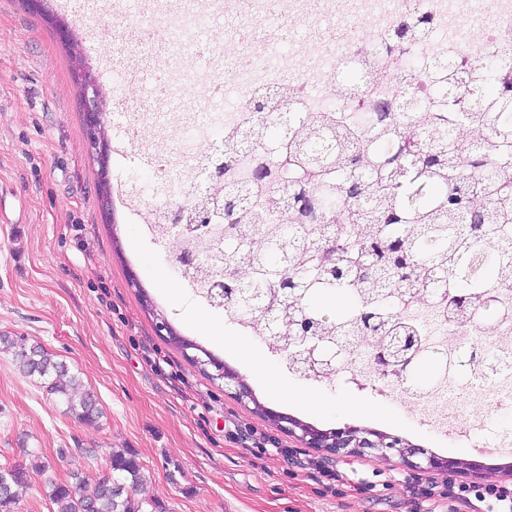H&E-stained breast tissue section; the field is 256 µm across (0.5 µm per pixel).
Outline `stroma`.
<instances>
[{
  "instance_id": "stroma-1",
  "label": "stroma",
  "mask_w": 512,
  "mask_h": 512,
  "mask_svg": "<svg viewBox=\"0 0 512 512\" xmlns=\"http://www.w3.org/2000/svg\"><path fill=\"white\" fill-rule=\"evenodd\" d=\"M78 28L77 39L107 35L121 41L141 25L137 0L116 11L113 0H48ZM215 24L225 44L250 36L274 43L278 60L297 44L315 48L330 38L327 24L296 21L268 38L267 21L224 16ZM76 67L58 35L23 0H0V334L24 336L64 361L102 412L92 426L67 413L59 397L23 376L0 352V468L36 461L31 487L15 512H53L49 482L79 470L108 473L112 449L136 455L149 480L142 489L165 512H473L459 487L508 485L502 465L512 452V408L470 406L481 431L438 435L419 416L360 390L343 378L303 377L283 356L251 338L248 357L221 345L185 313L194 307L233 336L237 325L182 286L174 242L159 243L129 212L115 209L104 224L97 166L86 146ZM174 94L157 126L176 135L173 119L206 105L173 75ZM111 187L139 193L151 204L153 176L138 161L109 163ZM180 288L173 301L155 269ZM241 375L260 403L327 430L354 425L396 434L438 455L493 467L489 477L416 474L398 457L336 458L303 447L240 403L214 379L213 366L194 364L156 330L157 316ZM308 393L300 406L276 400L271 382ZM354 405L343 416V402Z\"/></svg>"
}]
</instances>
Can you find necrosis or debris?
Returning <instances> with one entry per match:
<instances>
[{
    "label": "necrosis or debris",
    "mask_w": 512,
    "mask_h": 512,
    "mask_svg": "<svg viewBox=\"0 0 512 512\" xmlns=\"http://www.w3.org/2000/svg\"><path fill=\"white\" fill-rule=\"evenodd\" d=\"M144 11L165 14L176 11L180 24L194 28L204 13L219 9L227 15L247 11L253 17L278 13L293 18L335 17L337 12L371 17L369 27L346 29L339 41L328 43L309 55L303 64H272L261 48L241 42L230 52L213 50L207 66L189 78L190 84H203L210 97L230 92L234 104L221 112H196L184 123V134L177 145L165 148L144 140L143 132L155 123V114L142 111L125 96H114L113 108L128 113V120L115 135L112 149L117 159L137 158L149 165L155 179V203L136 210L140 223L154 225L158 214L166 207L168 197L178 188L197 184L204 154L212 152L216 140L211 139L212 126L233 128L246 116V108L260 89L289 86L294 90L296 106L320 109L326 102L324 93L329 82L337 80L344 64L357 61L372 47L382 46L396 17L413 12L427 15L431 29L426 39L407 46L406 54L415 62L420 74L439 61L453 58L461 62L473 60L478 46L496 41L512 40V0H390L381 7L379 0H322L320 13H313L310 0H144ZM471 18L468 39H460L455 30L459 15ZM154 33L160 43L170 42L168 29L159 25ZM128 44L117 46L105 61L113 83L135 84L141 74L159 75V93L167 86L161 77L166 68L178 64L180 54L169 49L158 63L133 64L128 56ZM400 314L404 321L420 328L419 347L423 352L438 351L448 369L426 393L420 394L403 384L387 381L382 392L387 401L424 414L429 426L443 433L455 434L464 403L461 396L448 390L449 378L455 377L459 364L468 357L472 333L462 323L443 315L437 304L426 306L406 304ZM489 361L471 368L468 381L470 394L480 396L497 406H512V316L507 315L495 325L487 342Z\"/></svg>",
    "instance_id": "necrosis-or-debris-1"
}]
</instances>
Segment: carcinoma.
<instances>
[{"label":"carcinoma","instance_id":"cac0c4a2","mask_svg":"<svg viewBox=\"0 0 512 512\" xmlns=\"http://www.w3.org/2000/svg\"><path fill=\"white\" fill-rule=\"evenodd\" d=\"M427 24L423 15L402 19L391 39L409 45ZM355 68L358 81L345 71L329 89L334 103L320 112L290 111L286 88L256 97L246 121L224 132V196L235 204L220 212L194 191L184 206L187 220L212 210L213 232L192 237L184 252L199 260L183 266V276L210 295L223 273L236 274L234 287L250 306L226 309L264 326L274 316L268 336L284 335L299 312L275 288L282 275L309 289L305 309L323 336L365 335L363 310L416 336L396 312L403 297L431 299L430 290L442 288L450 299L477 303L487 289L512 291V262L499 259L512 255V41L487 47L469 64L440 61L424 77L405 55L396 70L383 69L378 50ZM386 77L406 88L403 98L339 111L337 102L365 80ZM421 80L429 86L424 97L416 91ZM225 224L254 240L253 252L223 238ZM330 230L333 259L314 247ZM338 296L355 306L333 314L325 302ZM0 352L12 354L23 375L84 424L101 418L91 393L39 342L0 335ZM109 464L105 476L77 471L50 483L54 512H162L160 502L137 496L146 474L132 453L114 448ZM31 469L44 465L0 470V512H13Z\"/></svg>","mask_w":512,"mask_h":512}]
</instances>
